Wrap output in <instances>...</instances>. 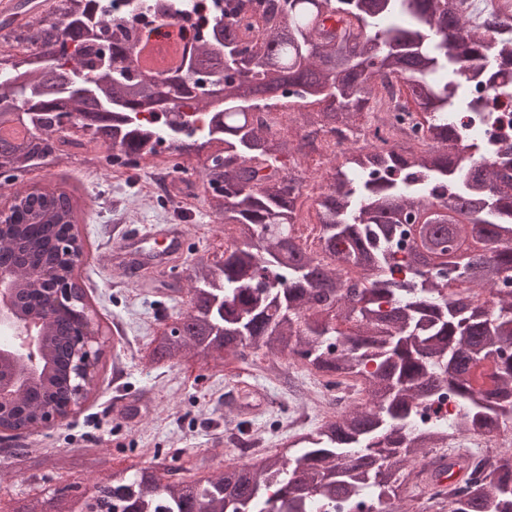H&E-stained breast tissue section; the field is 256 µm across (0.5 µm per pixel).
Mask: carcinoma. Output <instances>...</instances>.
Returning a JSON list of instances; mask_svg holds the SVG:
<instances>
[{
	"instance_id": "carcinoma-1",
	"label": "carcinoma",
	"mask_w": 512,
	"mask_h": 512,
	"mask_svg": "<svg viewBox=\"0 0 512 512\" xmlns=\"http://www.w3.org/2000/svg\"><path fill=\"white\" fill-rule=\"evenodd\" d=\"M99 0H20L26 37L0 52V187L28 184L72 149L106 143L112 162L136 167L158 146L170 155L224 146L203 165L214 208L232 241L196 261L190 307L177 336H157L154 363L192 355L247 361L288 353L326 384L354 395L348 410L300 438L298 455L268 451L206 480L162 482L174 469L102 467L93 448L73 464L90 491L62 490L12 512H371L401 492L432 512H512V447L481 459L455 442L512 422V137L457 146V112L496 122L492 102L512 96V0L481 26L464 0H224L188 65L161 78L133 66L135 36ZM247 45V56L224 57ZM405 88L433 115L427 147L345 152L318 202L321 246L354 274L311 255L294 235L302 179L287 164L328 126L359 130L375 79ZM294 93L317 112L297 118L299 139L254 122L265 101ZM79 116L80 138L58 134ZM13 236L0 266L23 278L63 265L39 216L71 211L65 190L13 193ZM26 314L47 294L16 295ZM51 397L68 398L71 324L54 321ZM455 414L434 425L420 411L437 398ZM19 469L52 470V451L16 448Z\"/></svg>"
}]
</instances>
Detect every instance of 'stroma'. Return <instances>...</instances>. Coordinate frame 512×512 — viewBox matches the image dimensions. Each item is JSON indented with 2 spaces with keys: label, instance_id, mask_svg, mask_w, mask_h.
Listing matches in <instances>:
<instances>
[{
  "label": "stroma",
  "instance_id": "1",
  "mask_svg": "<svg viewBox=\"0 0 512 512\" xmlns=\"http://www.w3.org/2000/svg\"><path fill=\"white\" fill-rule=\"evenodd\" d=\"M108 156L107 148L92 144L63 157L55 168L32 175L35 182L64 187L74 197L88 247L77 280L108 343L96 385L79 413L56 429L33 430L18 438L28 448L58 451L56 469L17 470L0 438V512H12L17 500L41 497L66 485L90 489L88 474L70 465L71 448L99 449L103 464L116 468H140L163 459L179 465L205 459V471L188 472V479L194 480L220 474L268 450L296 455L297 439L313 432L323 418L314 403L319 388L314 374L285 354L272 358L260 354L250 363L217 367L195 360L148 363L152 340L186 312L190 296L136 287L122 268L108 260L119 231L148 224L187 225L189 241L180 260L184 266L197 255L219 249L222 239L210 208L212 192L199 175L201 159L181 158L176 170L170 155L162 157L173 179L192 183L189 207L181 211L166 198L142 199L143 185L155 177L152 163L140 162L116 176ZM242 381L260 384L268 392L265 410L253 418L257 444L248 453L241 452L233 439L238 422L234 395ZM144 395L151 402L148 412L130 423L117 419L112 409L116 397Z\"/></svg>",
  "mask_w": 512,
  "mask_h": 512
}]
</instances>
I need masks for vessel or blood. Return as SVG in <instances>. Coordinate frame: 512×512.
<instances>
[{"mask_svg":"<svg viewBox=\"0 0 512 512\" xmlns=\"http://www.w3.org/2000/svg\"><path fill=\"white\" fill-rule=\"evenodd\" d=\"M187 243V228L182 224H155L146 232L120 238L116 255L129 272L163 271L172 267L182 256ZM268 396L258 384L242 383L237 409L244 414L264 410Z\"/></svg>","mask_w":512,"mask_h":512,"instance_id":"b4317fda","label":"vessel or blood"}]
</instances>
